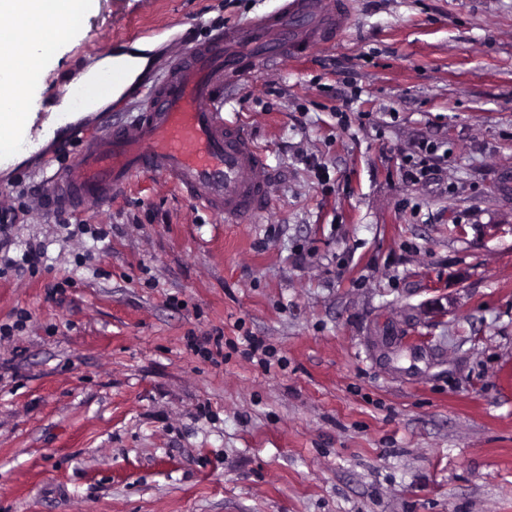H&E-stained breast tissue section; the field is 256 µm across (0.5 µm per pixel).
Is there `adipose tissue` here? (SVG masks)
Wrapping results in <instances>:
<instances>
[{"mask_svg":"<svg viewBox=\"0 0 512 512\" xmlns=\"http://www.w3.org/2000/svg\"><path fill=\"white\" fill-rule=\"evenodd\" d=\"M87 0H0V13L19 19V44L11 56L0 57V112L15 111L20 104L17 86L36 71L44 49L56 40L64 20L76 17Z\"/></svg>","mask_w":512,"mask_h":512,"instance_id":"adipose-tissue-1","label":"adipose tissue"}]
</instances>
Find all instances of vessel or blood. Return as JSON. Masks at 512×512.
Masks as SVG:
<instances>
[{
    "label": "vessel or blood",
    "mask_w": 512,
    "mask_h": 512,
    "mask_svg": "<svg viewBox=\"0 0 512 512\" xmlns=\"http://www.w3.org/2000/svg\"><path fill=\"white\" fill-rule=\"evenodd\" d=\"M343 0H287L264 21L230 28L176 55L133 123L88 139L78 160L48 177L58 206L104 204L137 176L159 175L228 224L269 208L266 159L247 130L220 116L214 89L245 60L278 62L343 34ZM43 127L27 112L0 113V158L37 149Z\"/></svg>",
    "instance_id": "b4317fda"
}]
</instances>
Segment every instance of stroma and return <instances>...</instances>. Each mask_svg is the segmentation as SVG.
Masks as SVG:
<instances>
[{"instance_id":"1","label":"stroma","mask_w":512,"mask_h":512,"mask_svg":"<svg viewBox=\"0 0 512 512\" xmlns=\"http://www.w3.org/2000/svg\"><path fill=\"white\" fill-rule=\"evenodd\" d=\"M280 2L90 0L23 105L117 40L150 63L46 158ZM346 2L335 47L216 91L266 155L252 222L158 175L77 214L44 158L0 177V323L29 315L0 343V512H512V0ZM424 140L446 160L408 182ZM218 329L217 366L190 341ZM243 340L246 343L247 349H245V351H247V355L254 357L260 352V356L262 357L259 358L258 362L265 370H270L275 364L279 367L283 366V360H281V358H275V349L272 346L265 344L263 340L256 336H243Z\"/></svg>"}]
</instances>
